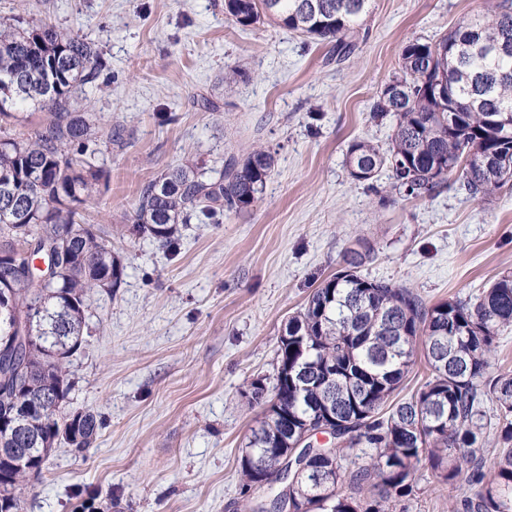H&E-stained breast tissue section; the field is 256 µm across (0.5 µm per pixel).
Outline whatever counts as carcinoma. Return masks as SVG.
Segmentation results:
<instances>
[{
    "instance_id": "1",
    "label": "carcinoma",
    "mask_w": 512,
    "mask_h": 512,
    "mask_svg": "<svg viewBox=\"0 0 512 512\" xmlns=\"http://www.w3.org/2000/svg\"><path fill=\"white\" fill-rule=\"evenodd\" d=\"M370 0H224V14L242 29L274 24L334 43L349 57ZM94 42L48 22L29 24L0 16V89L24 76L20 93L0 98V119H13L7 104L33 103L48 118L18 136H0V249L13 252V270L0 279V344L13 328L11 310L25 309L39 344L17 358L27 376L0 394L3 406L26 423L30 400L48 390L37 423L12 438L44 464L61 442L84 450L99 429L91 411H67L74 380L69 357L49 349L64 340L83 344L86 296L121 287L124 264L82 211L107 181L97 146L124 144L118 126H103L93 112L71 101L75 89L99 73ZM448 83V97L435 92ZM393 82L399 96L381 92L372 112L395 118L388 148L352 142L345 166L357 182L383 169L394 187L424 198L458 172L468 194L482 202L512 188V0H486L484 12L436 41H408ZM273 166L271 153L254 149L231 157L212 174L192 164L169 168L143 189L134 210L138 231L172 246L179 225L202 214H239L262 194ZM46 241L62 249L63 272L43 288L25 274ZM373 248L357 239L345 249L343 267L307 297L279 339L272 393L288 423L264 410L266 386L246 383L250 408H263L239 458L244 512L276 506L288 488V512H389L413 495L424 468L438 482L463 480L470 493L451 512H512V368L486 378L497 339L512 332V271L501 273L475 297L431 306L411 288L370 279L362 267ZM423 355L429 376L409 398H390ZM331 410L336 442L323 450L300 442L304 422ZM495 435L500 444L490 473L481 451ZM288 462V479L263 484L259 465ZM6 512H24L27 474L6 464ZM347 486L349 491L339 487Z\"/></svg>"
}]
</instances>
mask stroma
I'll return each instance as SVG.
<instances>
[{"instance_id": "stroma-1", "label": "stroma", "mask_w": 512, "mask_h": 512, "mask_svg": "<svg viewBox=\"0 0 512 512\" xmlns=\"http://www.w3.org/2000/svg\"><path fill=\"white\" fill-rule=\"evenodd\" d=\"M484 0H372L342 63L328 43L260 24L242 29L224 0H0V14L46 20L92 39L105 68L78 107L121 124L101 155L104 206L90 223L123 259L115 294L91 292L89 333L69 370L71 409L101 425L85 452L58 445L31 481L26 512H236L238 460L261 417L244 381L273 380L288 318L341 267L357 237L374 248L363 275L403 284L426 304L465 299L512 270V192L473 199L458 174L422 199L388 171L353 181L349 144L389 143L393 117L371 108L403 45L435 39ZM237 69L236 81L224 79ZM259 144L274 156L263 195L219 224L180 229L176 251L139 233L142 187L167 168L209 169ZM451 489L416 475L393 512H448Z\"/></svg>"}]
</instances>
